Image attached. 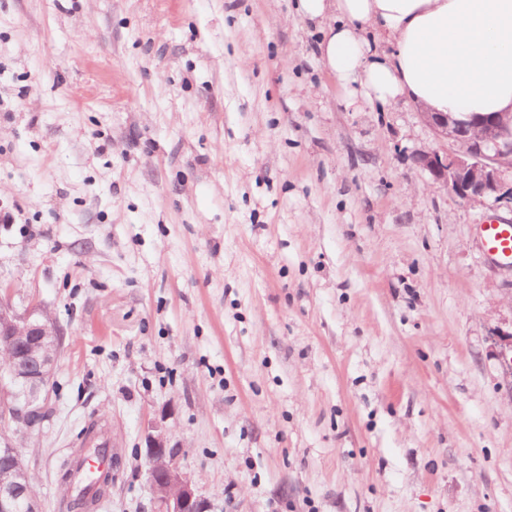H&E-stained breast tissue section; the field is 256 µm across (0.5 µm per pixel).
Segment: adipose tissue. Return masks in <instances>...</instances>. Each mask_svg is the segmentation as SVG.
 I'll return each instance as SVG.
<instances>
[{
	"instance_id": "ef3b65f1",
	"label": "adipose tissue",
	"mask_w": 512,
	"mask_h": 512,
	"mask_svg": "<svg viewBox=\"0 0 512 512\" xmlns=\"http://www.w3.org/2000/svg\"><path fill=\"white\" fill-rule=\"evenodd\" d=\"M326 23L323 66L366 101L408 98L466 120L512 114V0H297ZM393 47L369 60L364 32Z\"/></svg>"
}]
</instances>
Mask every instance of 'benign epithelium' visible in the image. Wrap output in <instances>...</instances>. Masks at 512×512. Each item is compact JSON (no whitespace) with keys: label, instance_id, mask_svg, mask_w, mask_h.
Masks as SVG:
<instances>
[{"label":"benign epithelium","instance_id":"benign-epithelium-1","mask_svg":"<svg viewBox=\"0 0 512 512\" xmlns=\"http://www.w3.org/2000/svg\"><path fill=\"white\" fill-rule=\"evenodd\" d=\"M436 147L412 154V162L451 196L473 203L487 200L512 208V116L487 115L460 120L419 108ZM63 332L43 311L17 312L10 289L0 287V512H41L30 472L13 436L40 424ZM152 512H204L195 482L179 469L163 427L153 422L145 440Z\"/></svg>","mask_w":512,"mask_h":512}]
</instances>
